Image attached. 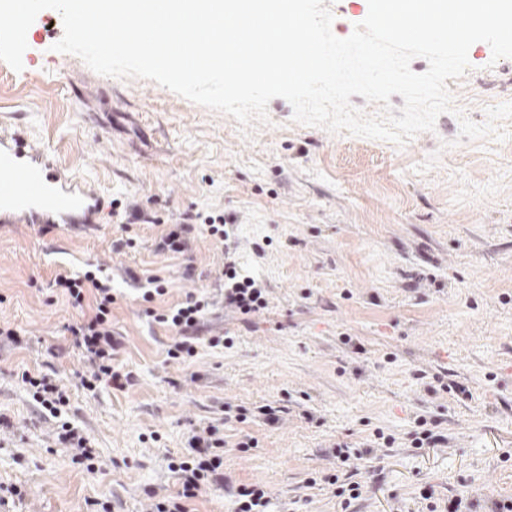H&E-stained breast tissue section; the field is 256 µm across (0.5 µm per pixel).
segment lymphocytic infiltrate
<instances>
[{
  "instance_id": "obj_1",
  "label": "lymphocytic infiltrate",
  "mask_w": 512,
  "mask_h": 512,
  "mask_svg": "<svg viewBox=\"0 0 512 512\" xmlns=\"http://www.w3.org/2000/svg\"><path fill=\"white\" fill-rule=\"evenodd\" d=\"M196 231L221 243L233 234L232 229L226 228L223 215H209L198 223L189 213L182 222L166 226L155 240V250L179 254L185 262H192L190 236ZM216 279L224 287L225 311L247 322L266 309V288L242 270L236 250H225L224 265ZM54 285L64 291L75 307H83L88 300L93 303L88 315L68 327L73 346L85 360V371L80 378L82 388L93 392L103 385L118 391L132 387L134 376L119 360L124 337L112 321L116 297L111 276H98L89 271L80 275L62 274L55 278ZM214 307L215 301L207 289L193 288L172 308L162 312L148 310L153 323L171 333L166 350L168 361L191 362L203 342L213 349L223 348L228 341L226 332L213 330L208 324ZM224 445L223 424L207 422L194 426L185 452L168 465L177 477L178 491L173 495L148 492L144 512H194V502L224 482Z\"/></svg>"
}]
</instances>
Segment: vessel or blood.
<instances>
[{
    "label": "vessel or blood",
    "mask_w": 512,
    "mask_h": 512,
    "mask_svg": "<svg viewBox=\"0 0 512 512\" xmlns=\"http://www.w3.org/2000/svg\"><path fill=\"white\" fill-rule=\"evenodd\" d=\"M103 196L58 161L52 146L0 124V223L87 224Z\"/></svg>",
    "instance_id": "b4317fda"
}]
</instances>
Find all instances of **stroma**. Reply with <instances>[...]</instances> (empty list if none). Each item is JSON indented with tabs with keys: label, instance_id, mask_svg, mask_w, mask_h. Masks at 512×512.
<instances>
[{
	"label": "stroma",
	"instance_id": "stroma-1",
	"mask_svg": "<svg viewBox=\"0 0 512 512\" xmlns=\"http://www.w3.org/2000/svg\"><path fill=\"white\" fill-rule=\"evenodd\" d=\"M47 22L63 34L60 13L41 11L22 71L0 62V119L20 114L107 203L145 200L158 221L125 227L108 215L97 230L48 235L0 223V320L23 339L0 353V414L11 422L0 484L19 489L0 512H94L97 500L142 512L147 490L177 491L168 460L190 422L221 417L227 402L251 415L224 425V475L265 487L271 512H444L452 497L487 512L489 499L512 500V140L459 141L445 113L399 147L296 123L281 98L267 123L244 130L155 82L105 77L53 51ZM469 61L447 86L482 123L486 107L512 101V59L493 61L478 42ZM197 211L236 225L239 261L270 297L247 324L217 314L232 346L201 347L179 365L145 309L213 286L224 248L209 237L193 244L191 282L180 257L153 250L162 222ZM97 262L113 276L120 359L136 383L92 394L78 384V352L52 354L82 316L53 281ZM128 267L164 279L167 294L145 304L122 280ZM52 369L70 398L60 418L89 435L96 473L73 461L21 380ZM421 415L447 447H410ZM380 434L396 443L357 461L363 496L344 506L321 480L346 472L334 447Z\"/></svg>",
	"mask_w": 512,
	"mask_h": 512
}]
</instances>
